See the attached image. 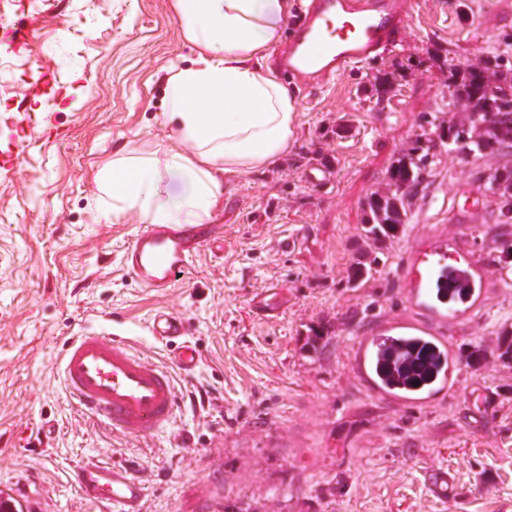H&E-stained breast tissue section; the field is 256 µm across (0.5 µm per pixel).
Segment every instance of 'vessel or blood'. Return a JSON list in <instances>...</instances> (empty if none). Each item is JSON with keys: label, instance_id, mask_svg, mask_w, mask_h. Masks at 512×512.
Segmentation results:
<instances>
[{"label": "vessel or blood", "instance_id": "b4317fda", "mask_svg": "<svg viewBox=\"0 0 512 512\" xmlns=\"http://www.w3.org/2000/svg\"><path fill=\"white\" fill-rule=\"evenodd\" d=\"M407 14L404 0H310L279 65L305 85H324L388 50L400 39ZM203 243L192 225L149 224L125 252L124 264L147 287L167 288L185 273ZM479 265L478 255L449 248L440 237L410 250L403 267L404 314L378 322L354 346L357 371L373 396L425 406L435 394L449 389L456 366L447 330L466 321L484 299L485 283L475 277ZM150 330L165 340L181 339V370L198 365L200 353L184 342L181 318L157 312ZM412 342L428 344L437 366L420 383H393L386 375L385 357ZM57 376L73 406L122 431L154 434L173 421L178 408L171 370L126 336L70 337L63 345ZM74 481L86 498L108 512H138L144 488L128 465H83L75 470ZM427 481L432 495L443 501L456 490L453 476L443 468L430 470Z\"/></svg>", "mask_w": 512, "mask_h": 512}]
</instances>
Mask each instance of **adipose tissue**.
<instances>
[{
	"instance_id": "obj_1",
	"label": "adipose tissue",
	"mask_w": 512,
	"mask_h": 512,
	"mask_svg": "<svg viewBox=\"0 0 512 512\" xmlns=\"http://www.w3.org/2000/svg\"><path fill=\"white\" fill-rule=\"evenodd\" d=\"M194 49L165 82L161 153L113 159L98 176V219L133 210L143 224L207 223L224 205V177L287 153L295 97L272 65L293 0H172Z\"/></svg>"
}]
</instances>
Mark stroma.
Masks as SVG:
<instances>
[{
    "label": "stroma",
    "mask_w": 512,
    "mask_h": 512,
    "mask_svg": "<svg viewBox=\"0 0 512 512\" xmlns=\"http://www.w3.org/2000/svg\"><path fill=\"white\" fill-rule=\"evenodd\" d=\"M387 53L329 84L289 80L297 123L287 154L224 177L219 229L170 287L142 285L123 254L143 226L132 212L97 220L98 172L115 155L166 144L167 70L186 46L172 0H0V498L23 512H98L71 481L93 462L131 463L146 487L140 512H512V223H497L487 179L495 154L437 146L379 273L349 283L370 247L369 195L417 140L460 121L449 68L512 53V0H409ZM331 173L313 183L311 167ZM465 241L489 284L483 306L448 328L456 390L426 408L372 396L354 343L402 310L401 269L416 241ZM276 288L277 316L254 298ZM180 316L201 353L176 368L178 342H157L154 312ZM326 345L313 352L312 331ZM129 336L173 369L174 422L141 436L89 419L56 376L65 340ZM479 359H472V351ZM493 396L492 413L480 408ZM444 466L457 497H429L424 471Z\"/></svg>",
    "instance_id": "1"
}]
</instances>
